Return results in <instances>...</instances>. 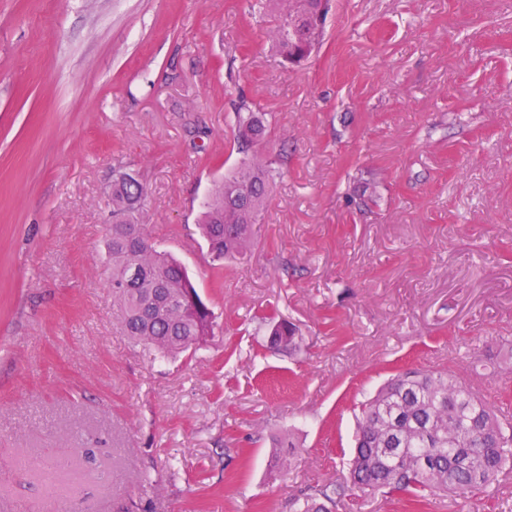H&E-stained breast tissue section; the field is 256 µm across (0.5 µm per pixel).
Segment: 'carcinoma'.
<instances>
[{"instance_id": "1", "label": "carcinoma", "mask_w": 512, "mask_h": 512, "mask_svg": "<svg viewBox=\"0 0 512 512\" xmlns=\"http://www.w3.org/2000/svg\"><path fill=\"white\" fill-rule=\"evenodd\" d=\"M279 5L272 37L292 64L308 58L323 29L309 23L330 0H273ZM267 127L246 102L236 108V138L247 152L261 143ZM271 168L257 153L216 185L202 203L199 225L212 260L243 255L250 227L267 203ZM144 195L128 172L115 174L112 224L107 249L112 264V297L120 304L126 335L153 346L162 356H176L202 345L213 334L214 312L183 266L155 246L137 223ZM273 343L295 344L296 327L281 320ZM512 468V433L494 409L464 383L443 373L406 370L396 374L359 406L354 448L341 480L298 502L297 512H330L353 491L400 497L419 510L431 497L454 500L492 487Z\"/></svg>"}]
</instances>
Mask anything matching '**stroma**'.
I'll return each mask as SVG.
<instances>
[{
  "label": "stroma",
  "instance_id": "obj_1",
  "mask_svg": "<svg viewBox=\"0 0 512 512\" xmlns=\"http://www.w3.org/2000/svg\"><path fill=\"white\" fill-rule=\"evenodd\" d=\"M251 2L0 0V512H293L407 367L512 425V0H331L297 69ZM242 98L274 180L218 270ZM119 170L216 316L175 359L112 298ZM428 512H512V472Z\"/></svg>",
  "mask_w": 512,
  "mask_h": 512
}]
</instances>
